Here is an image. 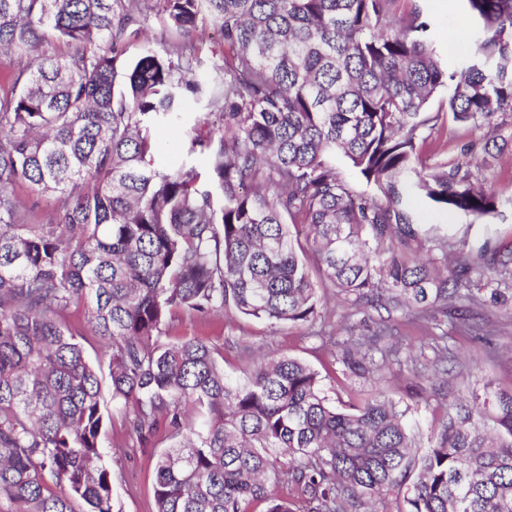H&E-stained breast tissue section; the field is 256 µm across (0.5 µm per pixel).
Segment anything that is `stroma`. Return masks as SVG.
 I'll return each instance as SVG.
<instances>
[{
    "instance_id": "stroma-1",
    "label": "stroma",
    "mask_w": 512,
    "mask_h": 512,
    "mask_svg": "<svg viewBox=\"0 0 512 512\" xmlns=\"http://www.w3.org/2000/svg\"><path fill=\"white\" fill-rule=\"evenodd\" d=\"M431 24L434 42L445 61L457 65L472 52L474 25L462 0H418ZM157 0H149L147 20L139 40L131 42L125 60H135L144 46L161 47L171 41ZM494 136L503 143L501 153L481 169L480 176L499 195L496 215L481 221L461 213L438 209L426 199L411 195L406 206L424 239L433 244H451L477 255L482 247L512 250V112L495 117ZM432 144L420 155L423 165L434 168L461 160L463 153L475 159L486 158L483 131L446 122L433 132ZM505 299L486 303L470 314L475 336L450 334L449 318L437 314L428 326L409 321L401 312L381 307H355L325 289L321 316L313 323H285L277 326L252 318L227 316L215 311L196 319L175 320L169 330L172 339L195 337L218 348L224 355V373L242 380L253 357L298 358L318 371L328 395L345 408L362 405L372 391L371 381L344 374L336 355L351 337L366 336L377 322L386 321L396 335L405 337L408 359L386 367L391 398L407 411V420L419 449L429 445L431 428L436 425L448 400L468 398L484 389L512 390V275H505ZM449 333L446 380L433 378L437 363L434 337ZM103 403L112 415L105 430L104 461L112 469V489L118 512H155L154 479L159 454L172 444L166 424H159L153 436L139 440L130 433L124 405L113 403L109 384H102Z\"/></svg>"
}]
</instances>
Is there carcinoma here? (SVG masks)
<instances>
[{
	"instance_id": "carcinoma-1",
	"label": "carcinoma",
	"mask_w": 512,
	"mask_h": 512,
	"mask_svg": "<svg viewBox=\"0 0 512 512\" xmlns=\"http://www.w3.org/2000/svg\"><path fill=\"white\" fill-rule=\"evenodd\" d=\"M140 2L0 0L1 51L71 48L12 74L0 96V499L114 512L90 334L107 343L131 433L143 440L164 419L177 439L156 463V512H358L391 493L408 512H512V392L447 405L418 454L381 388L349 411L299 359L255 363L237 382L215 347L168 336L175 317L217 309L313 322L320 286L415 319L501 296L469 287L467 260L450 274L448 252L412 249L400 188L475 220L497 213L473 160L428 172L416 160L440 121L437 90L459 124L490 129L512 110V0H463L476 26L460 68L442 63L418 7L394 17L398 0H159L178 40L125 63ZM206 18L224 51L200 76L183 40ZM189 98L206 108L187 148L204 170L155 162V127L181 120ZM338 155L373 192L342 178ZM20 183L57 198L49 223L19 209ZM481 257L512 267V252ZM73 307L84 332L64 320ZM402 349L381 324L339 363L378 384Z\"/></svg>"
}]
</instances>
